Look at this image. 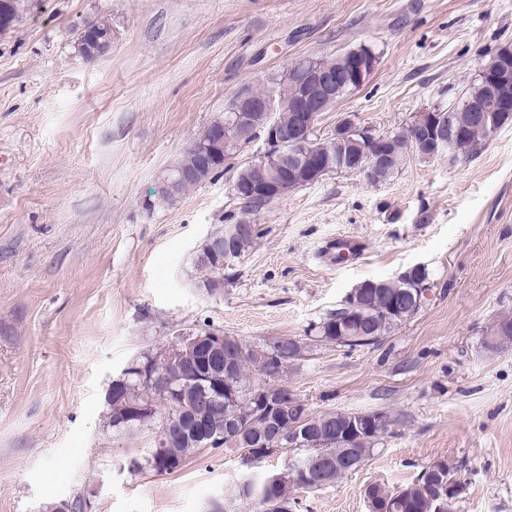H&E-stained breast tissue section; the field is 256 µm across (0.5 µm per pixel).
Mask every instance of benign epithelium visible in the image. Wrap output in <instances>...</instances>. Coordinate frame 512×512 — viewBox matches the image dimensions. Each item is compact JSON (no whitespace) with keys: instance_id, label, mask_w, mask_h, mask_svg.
Wrapping results in <instances>:
<instances>
[{"instance_id":"benign-epithelium-1","label":"benign epithelium","mask_w":512,"mask_h":512,"mask_svg":"<svg viewBox=\"0 0 512 512\" xmlns=\"http://www.w3.org/2000/svg\"><path fill=\"white\" fill-rule=\"evenodd\" d=\"M83 32L86 34V42L79 44L81 52H86L89 44L95 46L100 55L112 47V36H106V42L103 43L90 28H84ZM374 66L375 61L371 55L356 50L340 56L339 62L332 66L303 62L291 66L295 70L296 92L288 101V111L292 112V116L286 125L281 122L271 99L241 100L232 116V122L247 133H263L265 141L264 151L247 159V164L255 172L249 189L274 199L281 194L286 180L295 186H308L330 172L342 170L361 176L371 185L383 183L394 162L393 155L385 148L390 143L389 137L350 119L338 122L332 137L350 145L353 135L361 134L383 145V148L372 154L349 150L338 156L320 155L313 160L304 157L311 135L318 130L322 114L333 110L345 94L362 85ZM511 71L506 52L491 55L478 74L481 80L480 101H472L466 107L467 111L474 113L475 125L483 127L488 138L512 120V93L505 91ZM412 127L417 136L416 150L429 157L449 152L469 134V128L438 109L418 113ZM205 175L203 164L189 161L183 168L167 175V188L169 192L175 193L185 178H202ZM250 230L251 227L246 225L230 226L224 239L226 254L237 250ZM177 342L203 353L204 365L191 374L182 369L173 371L168 375V388L195 385L198 397L222 401L224 390L221 383L224 382V373L231 370L235 361V349L224 347V333H182ZM342 419L348 426V433L354 437L376 434L380 424L385 422L384 415L376 412L344 415ZM310 425L311 416L306 414L288 423V437L280 444V448H300L309 443ZM211 438L212 429L207 421L199 417L192 419L187 412L181 410L168 415L163 428L155 436L157 448L152 460L153 472L162 475L176 464V458L168 454L166 449L178 448L186 442L203 446Z\"/></svg>"}]
</instances>
